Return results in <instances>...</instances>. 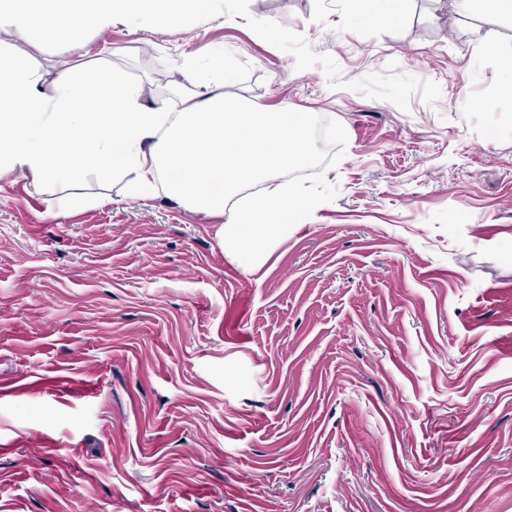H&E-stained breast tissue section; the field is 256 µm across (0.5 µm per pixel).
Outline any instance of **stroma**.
Instances as JSON below:
<instances>
[{
	"label": "stroma",
	"instance_id": "stroma-1",
	"mask_svg": "<svg viewBox=\"0 0 512 512\" xmlns=\"http://www.w3.org/2000/svg\"><path fill=\"white\" fill-rule=\"evenodd\" d=\"M13 53L177 108L320 117L312 208L244 272L164 187L0 179V512H512V15L210 0Z\"/></svg>",
	"mask_w": 512,
	"mask_h": 512
}]
</instances>
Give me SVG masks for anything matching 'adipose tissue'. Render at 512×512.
Wrapping results in <instances>:
<instances>
[{
	"label": "adipose tissue",
	"instance_id": "1",
	"mask_svg": "<svg viewBox=\"0 0 512 512\" xmlns=\"http://www.w3.org/2000/svg\"><path fill=\"white\" fill-rule=\"evenodd\" d=\"M204 0H0V33L33 37L59 30L83 42L128 17L142 27L178 23ZM309 159L307 115L244 110L224 95V82L184 87L174 111L146 102L120 73L93 60L65 59L53 84L40 68L0 46V177L21 175L47 189L86 178L126 181L142 196L163 184L195 212L216 218L223 251L253 270L270 243L287 238L308 204L273 183L284 167ZM266 182L247 214L225 199L244 183Z\"/></svg>",
	"mask_w": 512,
	"mask_h": 512
}]
</instances>
